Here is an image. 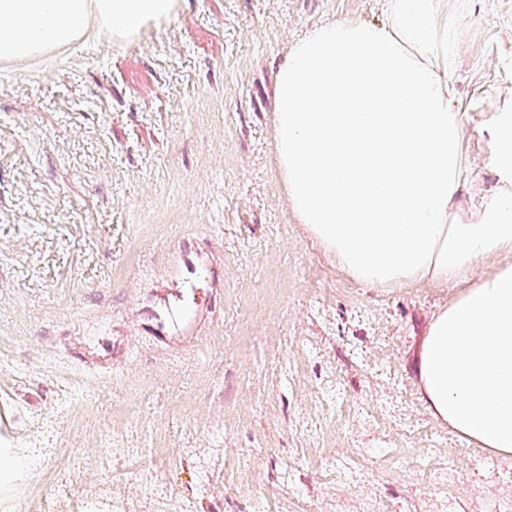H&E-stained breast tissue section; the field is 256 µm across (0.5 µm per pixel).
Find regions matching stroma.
<instances>
[{
  "mask_svg": "<svg viewBox=\"0 0 512 512\" xmlns=\"http://www.w3.org/2000/svg\"><path fill=\"white\" fill-rule=\"evenodd\" d=\"M384 8L185 0L127 45L0 65V440L33 462L0 512H512V457L419 393L455 287L347 277L275 167L288 52ZM448 26L466 205L497 186L483 121L512 111V0H448ZM448 448L452 499L431 477Z\"/></svg>",
  "mask_w": 512,
  "mask_h": 512,
  "instance_id": "stroma-1",
  "label": "stroma"
}]
</instances>
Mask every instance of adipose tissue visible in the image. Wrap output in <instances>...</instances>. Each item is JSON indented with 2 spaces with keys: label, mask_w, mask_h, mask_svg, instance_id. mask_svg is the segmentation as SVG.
<instances>
[{
  "label": "adipose tissue",
  "mask_w": 512,
  "mask_h": 512,
  "mask_svg": "<svg viewBox=\"0 0 512 512\" xmlns=\"http://www.w3.org/2000/svg\"><path fill=\"white\" fill-rule=\"evenodd\" d=\"M182 0H0V62L86 38L113 40L175 16ZM385 24L333 21L291 49L276 76L274 154L298 223L359 283H461L418 355L432 415L478 447L512 455V113L488 127L498 185L470 214L458 193L462 122L449 106L446 0H386Z\"/></svg>",
  "instance_id": "ef3b65f1"
}]
</instances>
